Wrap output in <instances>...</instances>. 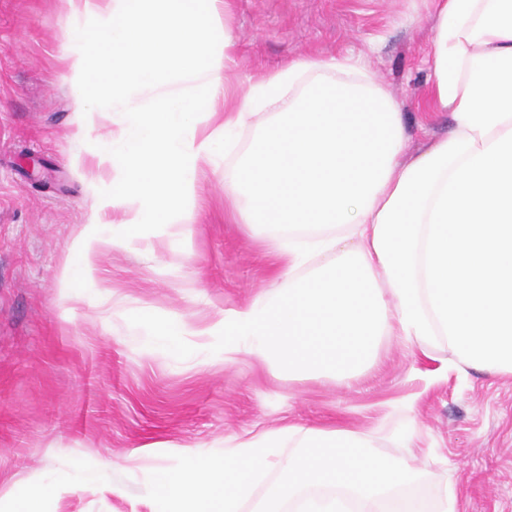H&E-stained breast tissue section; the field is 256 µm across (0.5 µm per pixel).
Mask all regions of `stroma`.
<instances>
[{"mask_svg": "<svg viewBox=\"0 0 512 512\" xmlns=\"http://www.w3.org/2000/svg\"><path fill=\"white\" fill-rule=\"evenodd\" d=\"M69 0H0V512L39 494L40 512H150L152 465L223 451L227 441L288 425H336L383 453L404 450L415 427L433 460L429 481L406 493L432 500L451 484L461 512H512V376L410 356L390 336L348 383L291 380L248 358L224 362V333L159 346L155 326H194L216 308L239 307L269 283L255 228L224 220L217 153L185 202L189 225L147 226L128 247H103L94 281L66 288L61 270L109 193L112 173L97 140L118 131L111 114L84 112L71 76L79 50ZM237 52L231 84L305 54L348 55L400 103L406 154L447 135L448 114L425 121L426 0H232L224 29ZM147 450L142 466H127Z\"/></svg>", "mask_w": 512, "mask_h": 512, "instance_id": "stroma-1", "label": "stroma"}]
</instances>
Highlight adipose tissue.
Listing matches in <instances>:
<instances>
[{"label": "adipose tissue", "instance_id": "ef3b65f1", "mask_svg": "<svg viewBox=\"0 0 512 512\" xmlns=\"http://www.w3.org/2000/svg\"><path fill=\"white\" fill-rule=\"evenodd\" d=\"M111 2L75 31L71 67L98 88L93 111L121 116L97 154L113 170L112 233L79 240L65 284L93 279L101 246L129 245L132 227L186 223L199 165L268 107L224 200L259 227L270 284L191 335L224 331L225 363L246 355L296 378L348 381L382 336L512 374V0H428L422 108L452 127L408 160L399 104L353 57L288 59L238 96L224 80L235 42L211 38L231 0ZM179 83L186 93L140 100Z\"/></svg>", "mask_w": 512, "mask_h": 512}]
</instances>
